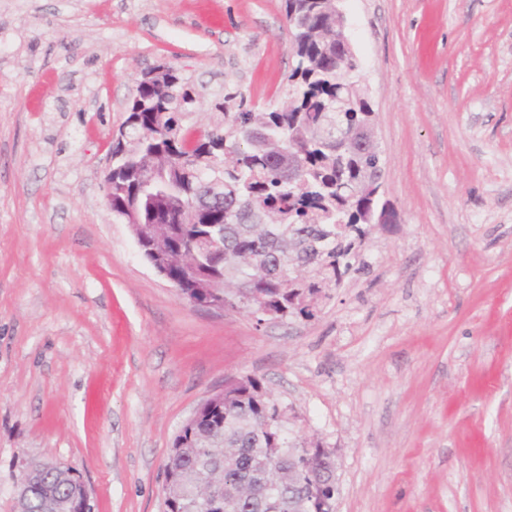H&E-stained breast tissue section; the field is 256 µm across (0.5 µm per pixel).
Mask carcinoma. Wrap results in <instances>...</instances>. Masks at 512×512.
<instances>
[{"label": "carcinoma", "mask_w": 512, "mask_h": 512, "mask_svg": "<svg viewBox=\"0 0 512 512\" xmlns=\"http://www.w3.org/2000/svg\"><path fill=\"white\" fill-rule=\"evenodd\" d=\"M285 12L296 66L283 106L256 107L229 79L210 127L194 137L185 119L198 93L174 68L159 65L138 80L126 133L112 142L117 217L134 210L144 224L163 223L181 214L180 201L202 192L203 181L221 179L224 209L167 225L170 249L180 256L167 270L185 295L244 310L259 324L316 317L312 302L341 283L369 233L365 215L380 204L369 187L383 169L378 151L336 152L311 136L323 127L334 137L338 123L355 134L372 120L356 57L336 51L342 35L336 0H285ZM336 104L343 112L325 111ZM253 131L268 135L261 154L251 143ZM290 154L296 157L291 183ZM279 260L288 264L285 276L262 273ZM204 281L224 287L202 288ZM286 423L259 380L245 377L225 387L174 439L163 486L166 512H212L197 497L201 485L221 500L246 485L252 492L237 498L234 512H267L260 493L267 481L279 482L286 497L306 498L305 512H329L324 505L336 494L318 498L311 476L328 463L318 452L302 455L307 441L290 436ZM268 454L279 458V471L259 467ZM44 481L58 496H69L64 471L49 472Z\"/></svg>", "instance_id": "1"}]
</instances>
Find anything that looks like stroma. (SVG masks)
<instances>
[{
    "instance_id": "1",
    "label": "stroma",
    "mask_w": 512,
    "mask_h": 512,
    "mask_svg": "<svg viewBox=\"0 0 512 512\" xmlns=\"http://www.w3.org/2000/svg\"><path fill=\"white\" fill-rule=\"evenodd\" d=\"M382 198L316 319L184 300L102 180L141 73L205 126L224 79L282 105L284 0H0V512L37 460L95 512H164L184 423L232 376L333 452L336 512H512V0H340Z\"/></svg>"
}]
</instances>
